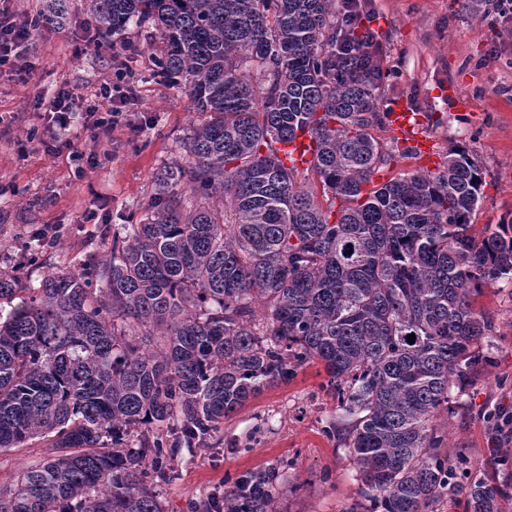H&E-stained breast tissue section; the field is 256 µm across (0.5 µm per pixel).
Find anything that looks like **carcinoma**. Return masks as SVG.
Returning <instances> with one entry per match:
<instances>
[{
  "label": "carcinoma",
  "mask_w": 512,
  "mask_h": 512,
  "mask_svg": "<svg viewBox=\"0 0 512 512\" xmlns=\"http://www.w3.org/2000/svg\"><path fill=\"white\" fill-rule=\"evenodd\" d=\"M90 11L105 38L135 26L159 43L157 74L208 120L185 160L163 165L152 214L105 228V258L37 288L0 271V451L53 448L0 488V512H162L171 436L209 447L250 398L312 362L381 512H435L459 476L471 512H500L504 490L435 424L488 363L474 345L495 326L472 297L512 282V223L472 224L476 158L457 144L434 172L371 185L413 156L376 136L385 74L336 0ZM61 13L51 0L36 21ZM306 128L318 152L301 182L278 145ZM287 472L283 460L237 476L220 512H279Z\"/></svg>",
  "instance_id": "1"
}]
</instances>
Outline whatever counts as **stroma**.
<instances>
[{
  "instance_id": "obj_1",
  "label": "stroma",
  "mask_w": 512,
  "mask_h": 512,
  "mask_svg": "<svg viewBox=\"0 0 512 512\" xmlns=\"http://www.w3.org/2000/svg\"><path fill=\"white\" fill-rule=\"evenodd\" d=\"M66 4V18L39 29L23 60L0 68V271L19 269L35 285L48 273L76 269L85 255H106L102 226L143 216L158 171L183 156L188 129L204 119L154 72L144 31L131 27L113 47H88L89 0ZM360 10L383 51L385 103L402 100L420 112L440 149L462 143L477 156L485 181L476 226L512 220V22L474 0H360ZM119 68L135 89L126 122L82 142L95 161L75 174L67 155L51 152L56 131L35 103L64 86L94 97ZM448 84L460 87L469 111L438 97ZM46 224L60 242L31 260L29 246ZM474 305L495 324L490 341L479 344L492 363L457 397L445 422L448 447L505 488L500 508L512 512V451L504 452L495 427L497 416L512 415V287L487 286ZM327 381L323 365L307 364L225 420L210 447L176 448L177 474L161 487L164 512H191L223 491L225 479L282 459L290 467L280 512H346L363 500L358 469L331 429L336 401Z\"/></svg>"
}]
</instances>
